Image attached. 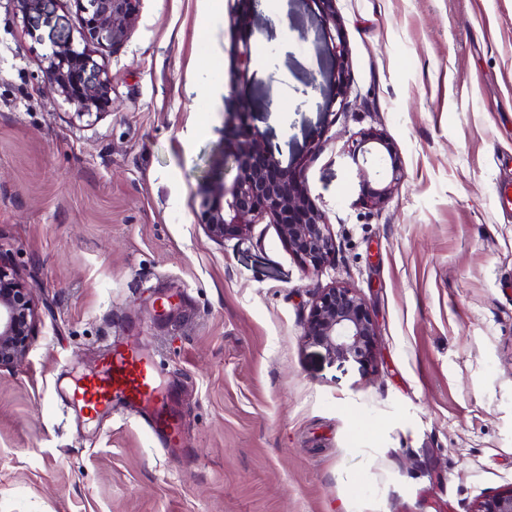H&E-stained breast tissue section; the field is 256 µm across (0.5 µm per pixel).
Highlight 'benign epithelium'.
I'll list each match as a JSON object with an SVG mask.
<instances>
[{
    "instance_id": "obj_1",
    "label": "benign epithelium",
    "mask_w": 512,
    "mask_h": 512,
    "mask_svg": "<svg viewBox=\"0 0 512 512\" xmlns=\"http://www.w3.org/2000/svg\"><path fill=\"white\" fill-rule=\"evenodd\" d=\"M21 13L26 34L47 45L40 72L55 96L68 104L72 117L93 124L112 106V76L94 59L93 49L114 47L126 42L135 27L139 0H75L82 13L79 31L57 13L58 0H12ZM237 23L243 28L236 48L238 92L244 93L253 63L248 17L261 0H237ZM337 56V83L346 89V47L341 33L329 35ZM231 137L213 161L216 177L198 188V223L216 241L242 234L250 226L267 219L279 226L288 249L307 266L318 268L332 255L334 239L325 215L307 196L303 180L282 166L272 147L263 143L251 121L246 105L228 113ZM348 154L363 177L365 202L380 204L404 181V171L392 145L376 134H364L352 143ZM232 161L236 173L224 181V164ZM378 177L371 186L368 172ZM36 315L35 303L23 275L0 265V368L26 355ZM377 336L376 326L364 299L352 288L330 286L318 291L305 337L322 347L334 359L371 360ZM480 512H512V488L484 502Z\"/></svg>"
}]
</instances>
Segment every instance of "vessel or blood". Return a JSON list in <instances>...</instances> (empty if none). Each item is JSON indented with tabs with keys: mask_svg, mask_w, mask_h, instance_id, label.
I'll return each mask as SVG.
<instances>
[{
	"mask_svg": "<svg viewBox=\"0 0 512 512\" xmlns=\"http://www.w3.org/2000/svg\"><path fill=\"white\" fill-rule=\"evenodd\" d=\"M101 371L86 383L66 389L63 397L73 410L93 408L108 419L139 403L151 404L154 430L176 435L177 422L167 410V399L159 388L160 368L156 359L124 336L112 337L100 352Z\"/></svg>",
	"mask_w": 512,
	"mask_h": 512,
	"instance_id": "vessel-or-blood-1",
	"label": "vessel or blood"
}]
</instances>
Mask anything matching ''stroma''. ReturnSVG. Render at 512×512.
Wrapping results in <instances>:
<instances>
[{
    "instance_id": "1",
    "label": "stroma",
    "mask_w": 512,
    "mask_h": 512,
    "mask_svg": "<svg viewBox=\"0 0 512 512\" xmlns=\"http://www.w3.org/2000/svg\"><path fill=\"white\" fill-rule=\"evenodd\" d=\"M234 0H140L101 48L112 109L73 120L45 46L0 0V263L37 308L0 369V512H479L512 488V0H263L232 92ZM247 102L303 171L335 251L303 266L277 225L207 236L191 205ZM390 142L404 182L360 199L347 151ZM355 289L376 324L369 370L304 330L319 289ZM180 306L158 316L160 298ZM133 330L179 406L177 451L140 414L75 413L63 386ZM312 2L315 5H317L318 8L326 15V17L328 18V22H330V20H332L334 23V29L336 32V36L332 35L331 30L329 28L330 34H329L328 38L330 40L331 50L334 53V55L337 56L339 63H340L339 70L337 72V83H338L339 88L342 89V91H344V89H346V84H347L346 83V81H347L346 71L344 68V63H345V59H346V47H345V44L342 39V35H341L340 31L336 27V22H335L336 21V18H335L336 11H335V7H334L335 0H312Z\"/></svg>"
}]
</instances>
